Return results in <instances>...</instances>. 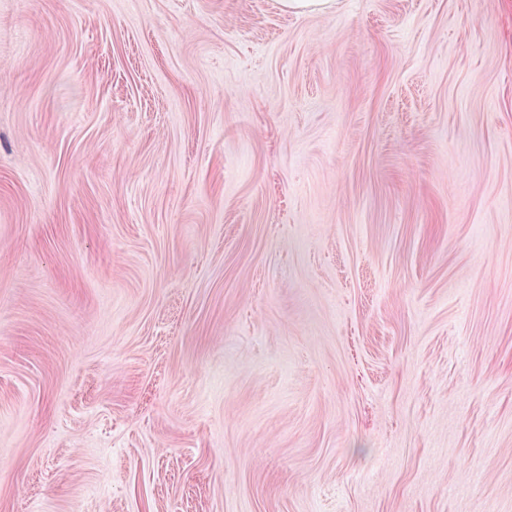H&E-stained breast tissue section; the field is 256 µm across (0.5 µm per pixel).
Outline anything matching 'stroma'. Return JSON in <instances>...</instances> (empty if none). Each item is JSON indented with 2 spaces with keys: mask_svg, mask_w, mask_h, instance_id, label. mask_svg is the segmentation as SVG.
I'll return each instance as SVG.
<instances>
[{
  "mask_svg": "<svg viewBox=\"0 0 512 512\" xmlns=\"http://www.w3.org/2000/svg\"><path fill=\"white\" fill-rule=\"evenodd\" d=\"M0 512H512V0H0Z\"/></svg>",
  "mask_w": 512,
  "mask_h": 512,
  "instance_id": "1",
  "label": "stroma"
}]
</instances>
